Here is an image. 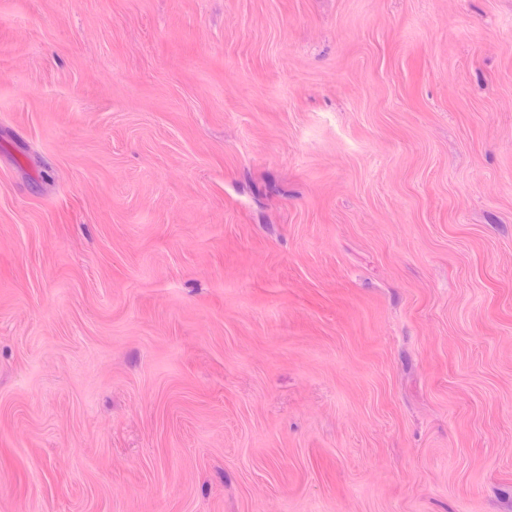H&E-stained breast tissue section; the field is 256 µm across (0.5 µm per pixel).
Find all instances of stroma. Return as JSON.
I'll return each mask as SVG.
<instances>
[{"mask_svg":"<svg viewBox=\"0 0 512 512\" xmlns=\"http://www.w3.org/2000/svg\"><path fill=\"white\" fill-rule=\"evenodd\" d=\"M0 512H512V0H0Z\"/></svg>","mask_w":512,"mask_h":512,"instance_id":"obj_1","label":"stroma"}]
</instances>
